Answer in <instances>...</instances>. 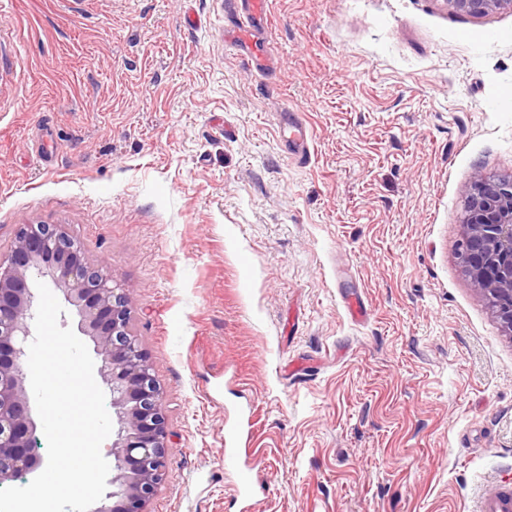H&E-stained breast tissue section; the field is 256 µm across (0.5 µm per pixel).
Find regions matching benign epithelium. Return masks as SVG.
<instances>
[{
    "label": "benign epithelium",
    "mask_w": 512,
    "mask_h": 512,
    "mask_svg": "<svg viewBox=\"0 0 512 512\" xmlns=\"http://www.w3.org/2000/svg\"><path fill=\"white\" fill-rule=\"evenodd\" d=\"M457 11L483 15L512 0H448ZM461 262L473 288L488 300L512 339V179L474 176L462 220ZM52 278L94 344L98 372L112 387L119 425L112 444L109 505L90 512H148L165 475V399L150 358L130 328L129 293L112 274L91 265L59 224H22L0 253V484L36 472L37 425L24 366L31 336L32 273Z\"/></svg>",
    "instance_id": "7a95c632"
}]
</instances>
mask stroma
Listing matches in <instances>:
<instances>
[{
  "label": "stroma",
  "mask_w": 512,
  "mask_h": 512,
  "mask_svg": "<svg viewBox=\"0 0 512 512\" xmlns=\"http://www.w3.org/2000/svg\"><path fill=\"white\" fill-rule=\"evenodd\" d=\"M267 10L257 73L224 0H0V251L59 224L128 289L167 406L149 512H471L512 486V338L458 259L475 173L512 175V10ZM283 119L278 125L283 142L293 144L307 142L312 138V132L303 122L301 113L295 109L285 108ZM224 458L227 463L238 466V491L242 496H248L253 486L252 468L230 448H224Z\"/></svg>",
  "instance_id": "obj_1"
}]
</instances>
